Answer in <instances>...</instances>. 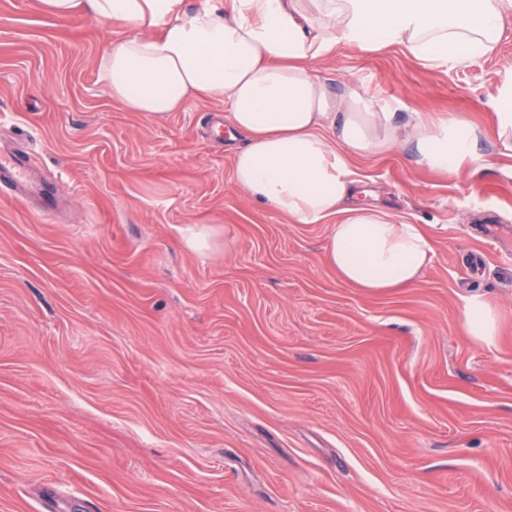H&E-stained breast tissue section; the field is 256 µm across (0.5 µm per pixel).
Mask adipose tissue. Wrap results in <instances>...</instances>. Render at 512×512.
<instances>
[{"instance_id": "adipose-tissue-1", "label": "adipose tissue", "mask_w": 512, "mask_h": 512, "mask_svg": "<svg viewBox=\"0 0 512 512\" xmlns=\"http://www.w3.org/2000/svg\"><path fill=\"white\" fill-rule=\"evenodd\" d=\"M48 14L88 15L129 28L104 52L99 77L113 100L147 116L192 98L224 100L246 138L233 177L254 200L294 224L333 220L328 263L369 293L413 286L431 263L429 235L356 202L355 156L413 145L419 165L459 174L477 161L478 135L462 117L396 123L351 84L332 92L317 64L337 46L396 47L427 66L493 52L512 0H38ZM463 329L484 346L496 336L483 293L465 298Z\"/></svg>"}]
</instances>
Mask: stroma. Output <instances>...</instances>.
<instances>
[{
	"instance_id": "1",
	"label": "stroma",
	"mask_w": 512,
	"mask_h": 512,
	"mask_svg": "<svg viewBox=\"0 0 512 512\" xmlns=\"http://www.w3.org/2000/svg\"><path fill=\"white\" fill-rule=\"evenodd\" d=\"M123 27L0 0V151L58 206L0 197V512H512V157L497 53L433 69L398 49L318 66L376 102L461 116L482 162L353 158L357 200L419 224L415 285L371 294L241 190L220 99L148 117L98 61ZM207 230L208 245H187ZM497 317L465 336L464 298ZM495 134L503 154L512 156V65L506 67V76L500 90L495 112ZM463 309V329L481 345H494L496 321L493 311L480 291H472L465 298Z\"/></svg>"
}]
</instances>
